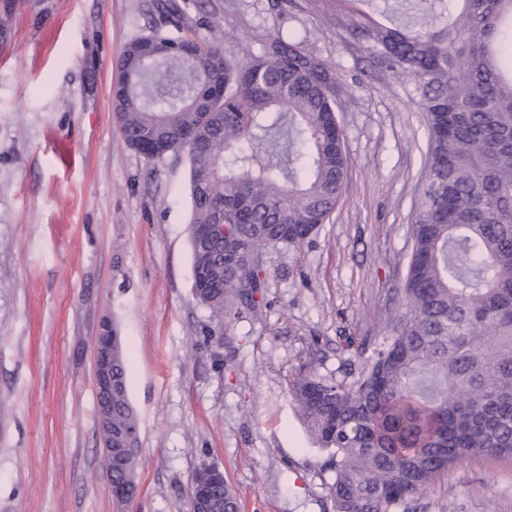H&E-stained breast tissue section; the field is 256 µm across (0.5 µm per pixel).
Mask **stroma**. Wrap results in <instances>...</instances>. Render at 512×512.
Segmentation results:
<instances>
[{
	"label": "stroma",
	"mask_w": 512,
	"mask_h": 512,
	"mask_svg": "<svg viewBox=\"0 0 512 512\" xmlns=\"http://www.w3.org/2000/svg\"><path fill=\"white\" fill-rule=\"evenodd\" d=\"M157 0H0V512H190L217 465L240 512H336L288 379L341 377L348 337L381 342L402 287L427 131L412 81L354 33L394 0H189L188 31L238 59L267 28L334 65L349 175L330 220L270 252L260 316L212 335L192 288L189 168L125 142L112 88ZM131 352L140 492L112 497L97 430L102 320ZM394 512H512V458L471 457Z\"/></svg>",
	"instance_id": "stroma-1"
}]
</instances>
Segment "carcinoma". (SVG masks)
I'll return each mask as SVG.
<instances>
[{
  "instance_id": "carcinoma-1",
  "label": "carcinoma",
  "mask_w": 512,
  "mask_h": 512,
  "mask_svg": "<svg viewBox=\"0 0 512 512\" xmlns=\"http://www.w3.org/2000/svg\"><path fill=\"white\" fill-rule=\"evenodd\" d=\"M414 0L411 27L362 22L356 35L414 82L427 129L414 209L405 312L340 381L312 369L288 392L333 474L336 512H393L473 456H512V0ZM171 31L133 39L112 110L149 159L187 154L194 289L213 332L261 312L265 256L326 223L348 173L333 66L274 25L261 51L235 58L187 32L185 5L161 0ZM222 224L204 242L199 229ZM112 435L140 434L126 351L112 366ZM212 512H238L229 483Z\"/></svg>"
}]
</instances>
